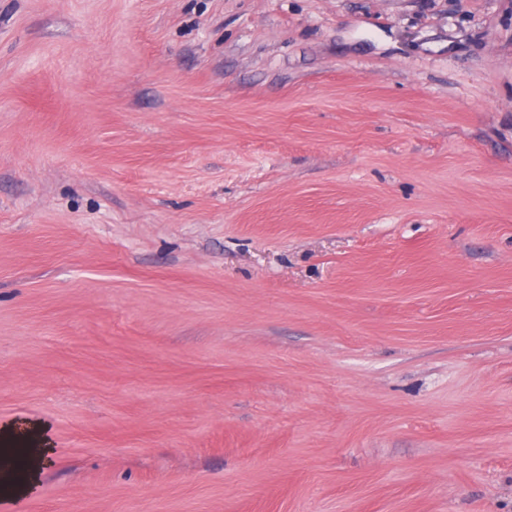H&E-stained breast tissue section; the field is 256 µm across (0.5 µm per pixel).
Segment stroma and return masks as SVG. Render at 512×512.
Returning a JSON list of instances; mask_svg holds the SVG:
<instances>
[{"mask_svg":"<svg viewBox=\"0 0 512 512\" xmlns=\"http://www.w3.org/2000/svg\"><path fill=\"white\" fill-rule=\"evenodd\" d=\"M0 512H512V0H0ZM30 427V438H35L37 440V447L35 448H23L26 453V462H27V479L23 484H11L7 485V488L13 492L14 494H22L31 489V487L37 482L39 475L42 470V462L41 459L47 455L50 448L47 445V440L42 436V428L38 424L30 423L25 424ZM46 444V446H44Z\"/></svg>","mask_w":512,"mask_h":512,"instance_id":"35a3bbf8","label":"stroma"}]
</instances>
